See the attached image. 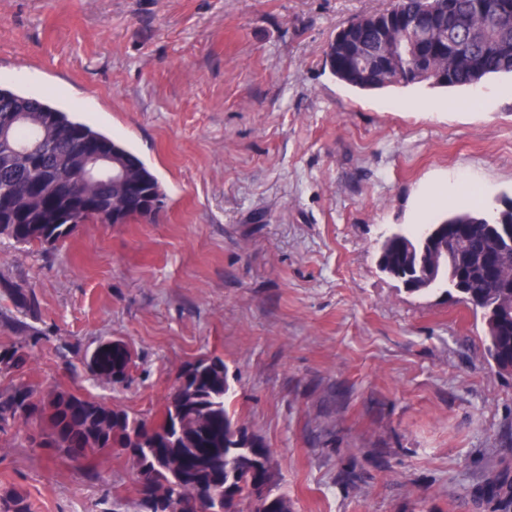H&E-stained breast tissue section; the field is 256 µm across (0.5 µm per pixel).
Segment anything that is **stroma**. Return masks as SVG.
<instances>
[{"label":"stroma","mask_w":512,"mask_h":512,"mask_svg":"<svg viewBox=\"0 0 512 512\" xmlns=\"http://www.w3.org/2000/svg\"><path fill=\"white\" fill-rule=\"evenodd\" d=\"M389 0H0V87L122 140L163 211L53 248L0 238L40 301L28 381L155 420L188 361L221 358L230 409L275 453L293 512H490L512 477V374L482 325L378 266L439 184L512 196V78L362 92L324 50ZM133 349L115 386L81 360ZM0 433V493L33 512H139L121 449L98 472Z\"/></svg>","instance_id":"obj_1"}]
</instances>
